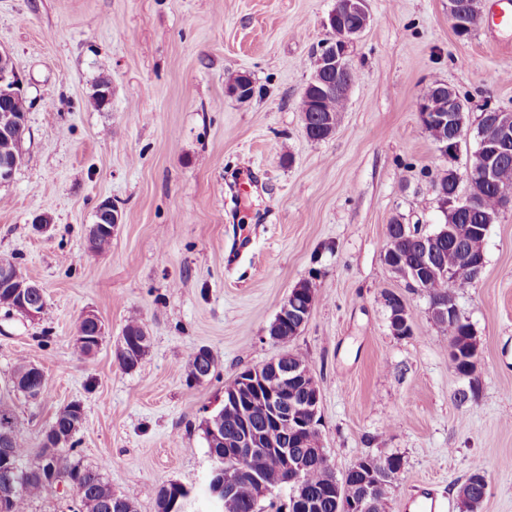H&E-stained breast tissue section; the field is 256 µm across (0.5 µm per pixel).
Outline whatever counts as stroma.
<instances>
[{
	"label": "stroma",
	"instance_id": "1",
	"mask_svg": "<svg viewBox=\"0 0 512 512\" xmlns=\"http://www.w3.org/2000/svg\"><path fill=\"white\" fill-rule=\"evenodd\" d=\"M336 0H0L6 49L29 107L23 165L0 186V260L38 284L46 313L0 310V397L14 405L26 463L63 406L80 403L75 436L83 465L101 467L136 512H156L169 481L190 495L184 512H210L213 462L203 423L242 372L304 354L320 388V438L336 476L364 455L404 460L388 512H414L428 485L449 512L457 489L484 471L480 512H512V209L485 239V267L455 290L481 345L477 399L448 359V333L425 292L383 261L387 224L435 230L432 187L447 167L465 171L485 106L512 110V27L495 23L503 0H482L484 19L465 39L448 0H368L356 38L358 73L335 134L310 139L303 90ZM247 76L254 95L230 96ZM111 99L89 100L100 80ZM438 79L468 99L467 134L454 158L435 152L417 104ZM251 183L250 193L237 190ZM122 214L110 250L93 252L96 207ZM52 216L44 233L35 214ZM311 281L316 301L289 346L267 329L291 289ZM412 323L393 335L386 293ZM95 313L104 339L78 356L76 327ZM139 315L150 347L131 371L116 349ZM218 359L206 381H187L192 351ZM42 369L46 389L18 395L19 361Z\"/></svg>",
	"mask_w": 512,
	"mask_h": 512
}]
</instances>
